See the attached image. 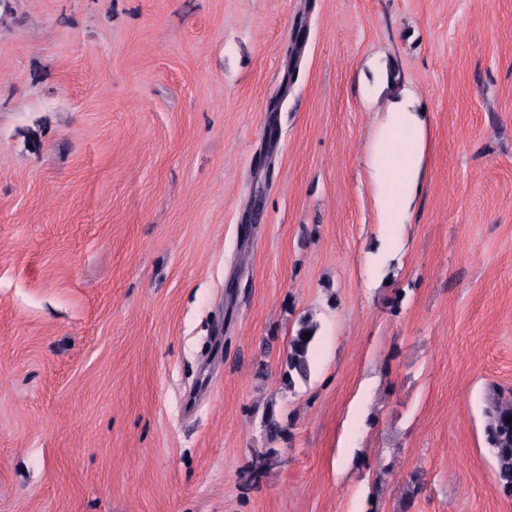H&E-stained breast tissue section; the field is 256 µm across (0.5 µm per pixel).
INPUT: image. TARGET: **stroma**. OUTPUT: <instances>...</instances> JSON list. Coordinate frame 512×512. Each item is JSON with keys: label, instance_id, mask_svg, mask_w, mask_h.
Segmentation results:
<instances>
[{"label": "stroma", "instance_id": "1", "mask_svg": "<svg viewBox=\"0 0 512 512\" xmlns=\"http://www.w3.org/2000/svg\"><path fill=\"white\" fill-rule=\"evenodd\" d=\"M508 388L512 0H0V512H512ZM390 114L388 129L393 132L409 133L410 138L402 148L403 166L394 171L389 165L379 162V178L383 185L384 200L390 206L389 198L396 208L406 211L413 200L418 172L420 141L418 131L423 125V112H415L408 102L399 103ZM305 333H310V338L304 341ZM314 337V325L310 320H303L295 336L289 341L286 365L288 368V383L292 384L293 375L306 377L309 370V357L311 343ZM486 441L495 459L499 485L512 494V390H497L485 410Z\"/></svg>", "mask_w": 512, "mask_h": 512}]
</instances>
